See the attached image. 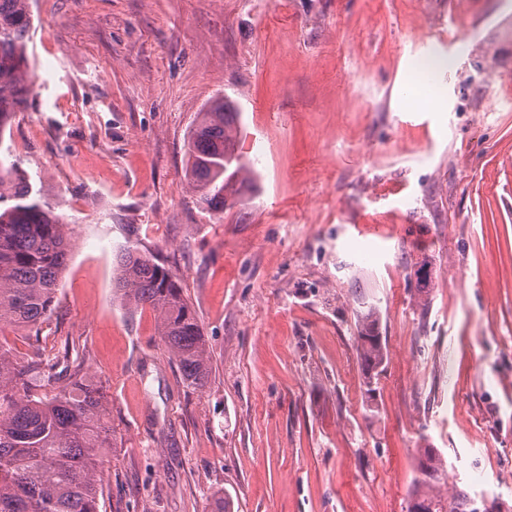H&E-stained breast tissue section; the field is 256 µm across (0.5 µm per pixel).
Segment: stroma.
Wrapping results in <instances>:
<instances>
[{
  "label": "stroma",
  "mask_w": 512,
  "mask_h": 512,
  "mask_svg": "<svg viewBox=\"0 0 512 512\" xmlns=\"http://www.w3.org/2000/svg\"><path fill=\"white\" fill-rule=\"evenodd\" d=\"M34 80L0 133L72 249L18 360L69 355L120 442L100 512H407L417 451L445 495L512 508V0H32ZM439 82L420 88L430 60ZM239 113L251 192L217 216L185 141ZM129 246L178 279L207 338L191 392ZM386 350L367 384L359 314Z\"/></svg>",
  "instance_id": "1"
}]
</instances>
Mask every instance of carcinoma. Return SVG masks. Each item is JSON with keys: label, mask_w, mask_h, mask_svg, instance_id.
Returning <instances> with one entry per match:
<instances>
[{"label": "carcinoma", "mask_w": 512, "mask_h": 512, "mask_svg": "<svg viewBox=\"0 0 512 512\" xmlns=\"http://www.w3.org/2000/svg\"><path fill=\"white\" fill-rule=\"evenodd\" d=\"M33 28L30 0H0V132L33 90L27 48ZM239 112L218 97L198 113L187 140L186 176L203 210L224 214L253 181L239 147ZM0 330L37 326L51 313L70 242L64 223L33 194L25 173L0 162ZM113 291L131 309L149 307L170 359L188 390L207 387L211 372L206 336L182 288L164 265L128 247L120 255ZM370 387L383 371L378 311L361 313L356 337ZM55 358L19 362L0 346V512H100L108 453L116 446L103 386L81 364L64 377ZM57 384L42 397L33 389ZM418 479L408 512H483L464 490L448 498V470L434 448L419 449ZM208 512H234L233 499L215 492Z\"/></svg>", "instance_id": "cac0c4a2"}]
</instances>
